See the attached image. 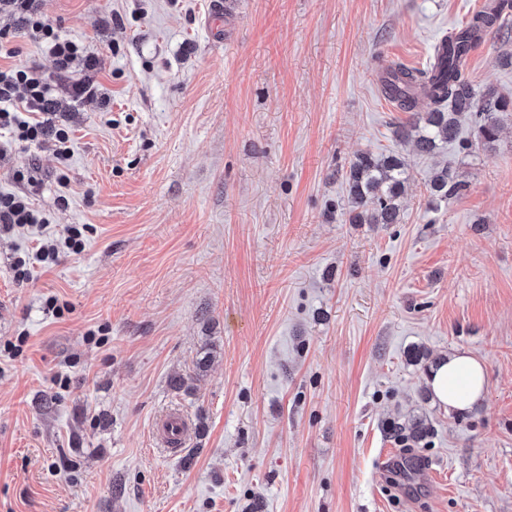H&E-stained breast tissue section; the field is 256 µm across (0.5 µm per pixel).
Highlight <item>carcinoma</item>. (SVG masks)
Instances as JSON below:
<instances>
[{
	"label": "carcinoma",
	"instance_id": "carcinoma-1",
	"mask_svg": "<svg viewBox=\"0 0 512 512\" xmlns=\"http://www.w3.org/2000/svg\"><path fill=\"white\" fill-rule=\"evenodd\" d=\"M512 9V0H498L477 12L467 26L449 40L443 52L434 56L429 68L389 69L384 89L397 106L410 113L408 122L396 130L399 137L414 136L416 150L431 154L442 145L457 140L461 117L470 115L479 128L480 143L489 146L500 132L498 114L512 112V98L493 90H476L463 75V65L473 42L485 31L502 27L504 12ZM428 99L429 112H417L418 101ZM409 180L405 161L393 154H358L346 177L351 224H398L401 221L399 199ZM446 168L429 180L428 191L434 200L446 201L462 190Z\"/></svg>",
	"mask_w": 512,
	"mask_h": 512
}]
</instances>
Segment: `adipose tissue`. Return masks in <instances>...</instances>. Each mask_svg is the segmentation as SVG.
I'll return each instance as SVG.
<instances>
[{"label": "adipose tissue", "mask_w": 512, "mask_h": 512, "mask_svg": "<svg viewBox=\"0 0 512 512\" xmlns=\"http://www.w3.org/2000/svg\"><path fill=\"white\" fill-rule=\"evenodd\" d=\"M428 384L441 406L451 412H464L483 399L487 367L469 351L458 349L431 372Z\"/></svg>", "instance_id": "ef3b65f1"}]
</instances>
